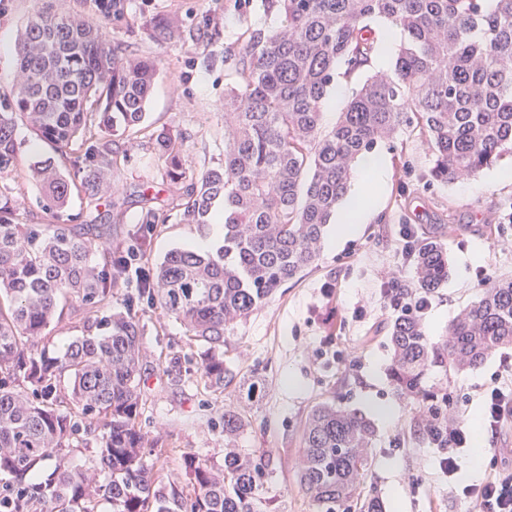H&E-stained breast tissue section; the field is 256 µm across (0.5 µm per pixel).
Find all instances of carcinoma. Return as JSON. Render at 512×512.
<instances>
[{
    "mask_svg": "<svg viewBox=\"0 0 512 512\" xmlns=\"http://www.w3.org/2000/svg\"><path fill=\"white\" fill-rule=\"evenodd\" d=\"M84 3L81 16L45 6L27 19L13 90L0 100V176L17 169L20 123L55 152L29 165L54 222L22 223L15 197L0 193V512H98L102 501L112 512H263L261 492L274 473L268 451L229 448L222 465L187 458L190 494L162 476L161 455L144 458L143 326L129 307L100 311L120 282H135L203 347L207 387L236 383L247 399L259 396V377L238 381L224 365L225 337L319 259L356 161L404 126L428 145L435 181L475 176L512 154V0H261L280 23L248 25L224 50V161L198 173L189 133L145 135L165 163L166 195L141 194L123 246L112 242L117 206L112 223H98L101 200L117 193L109 137L140 132L162 61L126 55L103 38L100 23L122 16L124 0ZM376 19L404 35L394 63L367 79L326 130L328 90L372 65ZM150 32L183 36L167 17L153 19ZM75 194L86 204L81 224L64 215ZM218 202L216 254L180 248L149 263L170 205L180 223L204 226ZM408 260L410 292L431 294L448 281L441 225H422ZM66 306L86 313L85 335L52 352L44 331ZM390 335L394 389L414 418L435 414L419 431L442 448L448 389L428 388L425 375L433 367L464 372L512 347V276L490 280L440 344L412 314L398 315ZM249 427L245 411L224 410L227 442ZM82 432L97 442L89 467L65 452ZM375 435L358 410L332 402L311 410L298 476L316 512H385L365 490Z\"/></svg>",
    "mask_w": 512,
    "mask_h": 512,
    "instance_id": "cac0c4a2",
    "label": "carcinoma"
}]
</instances>
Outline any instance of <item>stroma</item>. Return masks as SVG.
I'll list each match as a JSON object with an SVG mask.
<instances>
[{
  "label": "stroma",
  "instance_id": "obj_1",
  "mask_svg": "<svg viewBox=\"0 0 512 512\" xmlns=\"http://www.w3.org/2000/svg\"><path fill=\"white\" fill-rule=\"evenodd\" d=\"M258 0H126L122 19L104 30L106 40L127 54L162 58L146 106L153 129L187 132L189 159L205 170L224 159V50L234 46L250 23L276 25L273 15L256 11ZM39 0H0V96L10 94L16 67V46ZM169 15L183 36L165 42L147 38L152 18ZM21 141L18 173L0 179V189L20 188L21 219L47 221L41 190L28 179V166L50 155V147L18 126ZM112 149L127 156L112 173L119 188L123 223L113 225V242H123L127 225L136 223L141 193L162 188L163 162L140 149L125 135L114 136ZM389 176L376 192L375 211L354 236L337 240L335 226L318 262L278 289L275 296L228 338L224 361L242 376L265 380L259 402L248 405L251 426L240 448L272 451L278 469L267 495L280 512H314L297 475L303 423L311 409L333 401L357 409L375 424L374 464L366 486L384 501L386 512H466L455 484H479L512 474V422L492 449L458 451L459 470L448 480L440 470L441 452L416 432L410 404L399 398L388 376L392 350L389 325L394 317L382 298V276L396 270L400 282L411 283L412 266L402 252L400 231L406 224H444L450 274L430 297L422 321L431 342H439L459 312L484 285L485 278L512 274V224L499 223L498 213L512 201V182L495 180L487 169L473 178L439 183L429 175L430 155L417 132L405 128L379 144ZM222 230L213 224H166L154 236L151 262H161L179 248L211 249ZM134 309L145 326L147 356L144 405L138 426L150 448L163 453V473L188 484L184 462L196 456L224 460V411L240 405L234 388L206 389L201 380L200 347L188 344L182 325L146 302ZM180 357V374L167 373L171 357ZM504 352L462 373L432 369L429 384L448 388V414L474 420L484 390L497 374Z\"/></svg>",
  "mask_w": 512,
  "mask_h": 512
}]
</instances>
